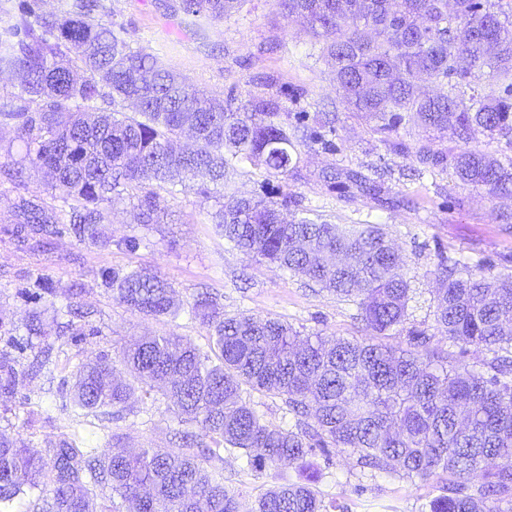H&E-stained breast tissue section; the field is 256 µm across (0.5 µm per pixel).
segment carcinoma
<instances>
[{
	"mask_svg": "<svg viewBox=\"0 0 512 512\" xmlns=\"http://www.w3.org/2000/svg\"><path fill=\"white\" fill-rule=\"evenodd\" d=\"M243 0H181L187 15L222 20ZM100 0H71L50 11L44 0H0V74L17 91L0 102V129L24 152L4 149L0 177L16 188L29 171L50 180L41 194L14 203L12 234H69L105 247L100 225L126 199L137 223L159 224L160 191L186 184L207 201L221 193L243 161L278 182L300 162V148L336 151L335 112H282L254 95L232 110L170 71L152 53L134 51L125 27L103 21ZM285 18L302 16L312 46L343 92L344 109L374 123L388 150L414 156L425 169L453 170L486 198L512 194V0H275ZM487 73L489 86L475 79ZM427 76L431 96L418 91ZM410 126L425 140L411 147ZM484 131L505 156L469 147ZM449 137L459 150L433 147ZM325 185L346 181L379 199L384 181L360 170L321 171ZM215 230L246 257L268 260L356 306L364 337L300 336L291 325L248 313L226 314L216 295L190 307L209 333L216 358L179 336H146L126 348L115 374L101 354L73 373L70 404L83 416L122 411L135 392L157 388L182 424L198 427L173 452L120 443L98 454L76 437L60 440L49 458L19 437L0 433V512L39 491L49 499L27 512H239L224 485L228 444L255 472L282 465L298 478L275 483L252 512H334L315 489L310 459L339 448L362 467L410 480L436 478L442 494L429 512H512V272L471 265L438 250L434 322L448 341L492 354L476 370L431 345L409 324L413 289L406 260L380 224H332L308 216L297 196L279 188L262 197L222 193ZM112 298L145 317L178 315L173 287L143 270L103 273ZM405 337V345L386 339ZM17 360L0 353V391L15 390ZM281 399L294 415L286 429L267 424L243 398L246 390ZM211 462L207 468L204 463ZM120 502L106 506L98 489Z\"/></svg>",
	"mask_w": 512,
	"mask_h": 512,
	"instance_id": "obj_1",
	"label": "carcinoma"
}]
</instances>
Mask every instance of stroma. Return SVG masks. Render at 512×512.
<instances>
[{
  "instance_id": "1",
  "label": "stroma",
  "mask_w": 512,
  "mask_h": 512,
  "mask_svg": "<svg viewBox=\"0 0 512 512\" xmlns=\"http://www.w3.org/2000/svg\"><path fill=\"white\" fill-rule=\"evenodd\" d=\"M102 2L105 14L124 24L133 49L157 54L166 67L196 88L223 97L232 106L249 95L262 94L278 101L285 112H338L336 152H302L287 190L300 196L312 215L333 223L385 225L407 257L413 287L410 320L438 344L446 339L437 333L432 315L436 250L473 264L493 265L498 272L512 270V232L503 222L512 214V196L492 203L481 190L451 173L419 177L412 158L390 153L371 124L344 111L341 95L301 21L283 19L274 0H246L230 18L203 19L195 26L178 12L179 0ZM296 88L306 95L294 101L290 94ZM327 167L366 173L374 167L384 169V185L397 205H380L353 188L327 189L318 180ZM15 197L9 183L0 184V353L10 351L14 341L24 342L26 348L17 360L25 376L14 393L0 394V432L23 438L41 455H48L60 438L75 431L89 447L103 453L108 452L113 434L134 450L177 448L174 435L182 425L161 396L132 401L122 418L104 422L73 417L63 404L77 367L98 353L119 358L139 336L173 333L207 348L206 327L187 312L202 290L217 294L225 313L280 319L305 335L360 333L354 306L328 293L312 292L300 278L267 262L247 259L225 243L211 223L217 199L202 201L193 188L173 198L162 196L165 215L159 224H137L129 204H116L110 223L103 227L107 247H88L65 235L51 238L37 255L11 234L7 218ZM128 236L140 238L136 251L121 247ZM112 268L158 272L176 290L184 312L174 320L153 319L118 304L102 284V271ZM40 281L55 288L57 304H66L73 292L79 306L90 311L87 320L71 317L73 335H27L29 313L42 307L34 296ZM86 325L90 334L76 335V328ZM313 464L317 490L325 500L342 505L344 512H424L429 500L440 493L433 480L371 474L342 451L334 452L328 462L315 457ZM294 475V469L286 466L258 473L246 469L237 454L224 455V481L238 490L241 512H250L256 497L279 477Z\"/></svg>"
}]
</instances>
